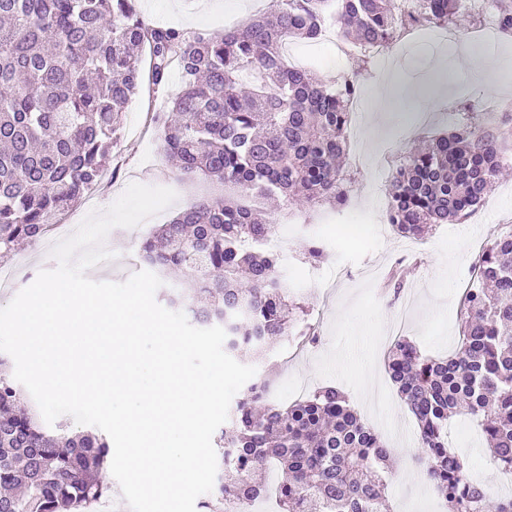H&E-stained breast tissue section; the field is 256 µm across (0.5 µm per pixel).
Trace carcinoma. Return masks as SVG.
Masks as SVG:
<instances>
[{
	"mask_svg": "<svg viewBox=\"0 0 512 512\" xmlns=\"http://www.w3.org/2000/svg\"><path fill=\"white\" fill-rule=\"evenodd\" d=\"M277 12L239 26L187 35L152 26L131 0H0V259L20 241L41 240L56 217L101 181L126 110L148 79L175 97L152 115L166 154L200 173L291 205H344L352 98L374 62L363 55L339 82H317L288 66L287 40L315 41L327 13L358 45L398 42L413 25L455 23L458 0H418L404 22L397 0H276ZM509 149L484 119L429 139L396 167L387 217L397 234L420 238L480 205ZM273 219L239 200L192 202L142 241L140 256L184 286L170 301L202 326H221L231 356L263 353L302 331V307L265 248ZM460 344L445 358L403 336L385 365L413 415L425 474L444 512H512V496H487L467 458L448 446V423L476 420L500 470L512 472V231L495 233L471 267ZM269 381L252 382L231 410L217 445L214 490L202 512L244 509L268 487L254 473L283 475L282 512H390L392 449L325 386L286 407L267 401ZM16 384L0 374V512H96L109 490L105 438L88 430L52 434Z\"/></svg>",
	"mask_w": 512,
	"mask_h": 512,
	"instance_id": "obj_1",
	"label": "carcinoma"
}]
</instances>
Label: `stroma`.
Instances as JSON below:
<instances>
[{
	"label": "stroma",
	"instance_id": "1",
	"mask_svg": "<svg viewBox=\"0 0 512 512\" xmlns=\"http://www.w3.org/2000/svg\"><path fill=\"white\" fill-rule=\"evenodd\" d=\"M135 0L136 10L155 26L187 30V20L201 16V32H216L250 16L256 7L274 10L275 0ZM465 50L449 47L404 45L396 65L406 80L424 78L438 62H445L453 78L448 92L458 106L451 120L436 118L419 124L414 112L402 110L388 125L385 135L395 153L404 155L419 142L448 126L469 124L468 102L495 100L512 106V86L492 90L485 82L474 81L465 62ZM163 106L162 98L148 88L134 96L113 150L111 172L93 191L72 204L62 215L66 224L79 225L95 209L110 206L133 182L173 189L177 199L171 207L134 228H115L105 246L114 252L112 279L126 280L142 266L137 260L141 240L167 223L179 209L191 202L212 198H239V188L201 175L180 172L168 160L163 140L148 125V109ZM383 144L375 142L358 162L352 163L346 183V206L303 208L282 207L274 215L275 230L282 237L285 261L278 268L285 275L296 300L305 310L304 318L319 336L316 345L305 348L283 341L265 358L243 357L242 362L257 370H271V386H286L288 396L275 394L271 401L287 405L301 396L312 395L320 387L333 385L345 392L361 418L377 430L394 450L387 492L391 512H440L437 497L426 483L419 460L415 420L401 401L385 368V353L392 335L391 324L400 308H407L406 337L424 353L444 356L458 342L460 299L470 281V265L486 247L493 229L512 225V172L496 180L490 195L476 215L461 224L434 226L424 239L379 236L367 243L345 233H337L338 221L367 210L383 218L387 191L368 193L366 185L380 181L383 173ZM322 239L327 255L322 261L308 260L311 239ZM55 244L44 237L18 249L12 262L24 283H32L38 272L52 269ZM404 266L408 273L401 294L388 288L391 268ZM449 442L469 457L475 478L484 481L491 494L512 490V476L500 473L486 449L484 437L470 416L455 417L450 424Z\"/></svg>",
	"mask_w": 512,
	"mask_h": 512
}]
</instances>
